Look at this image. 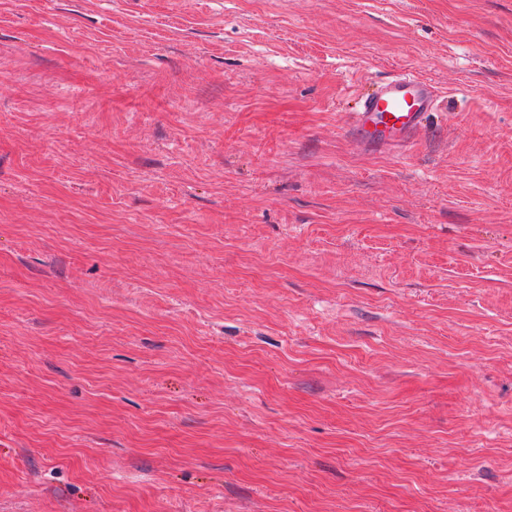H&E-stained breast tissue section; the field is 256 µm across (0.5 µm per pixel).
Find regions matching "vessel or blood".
I'll return each mask as SVG.
<instances>
[{"mask_svg":"<svg viewBox=\"0 0 512 512\" xmlns=\"http://www.w3.org/2000/svg\"><path fill=\"white\" fill-rule=\"evenodd\" d=\"M439 110V94L428 79L412 73L373 83L356 104L353 133L363 148L410 145Z\"/></svg>","mask_w":512,"mask_h":512,"instance_id":"obj_1","label":"vessel or blood"}]
</instances>
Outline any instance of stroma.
<instances>
[{
	"instance_id": "stroma-1",
	"label": "stroma",
	"mask_w": 512,
	"mask_h": 512,
	"mask_svg": "<svg viewBox=\"0 0 512 512\" xmlns=\"http://www.w3.org/2000/svg\"><path fill=\"white\" fill-rule=\"evenodd\" d=\"M0 81V512H512V0H0ZM439 110V94L428 79L412 73L373 83L356 104L353 133L365 149L410 145Z\"/></svg>"
}]
</instances>
